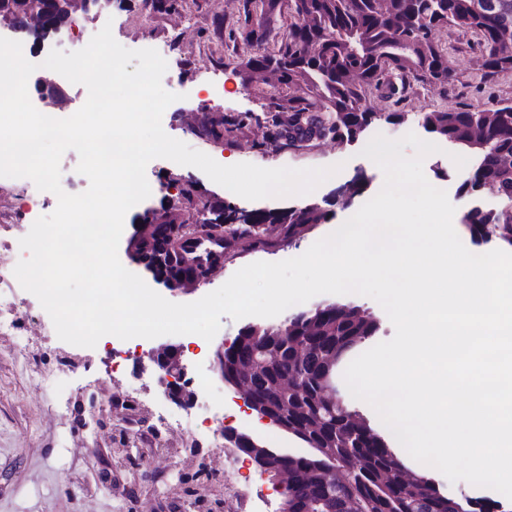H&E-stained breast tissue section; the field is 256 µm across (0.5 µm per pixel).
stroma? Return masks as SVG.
<instances>
[{
  "label": "stroma",
  "instance_id": "35a3bbf8",
  "mask_svg": "<svg viewBox=\"0 0 512 512\" xmlns=\"http://www.w3.org/2000/svg\"><path fill=\"white\" fill-rule=\"evenodd\" d=\"M243 0H177L168 13H147L142 0H105L91 13L76 11L75 19L98 31L111 25L115 40L125 48H160L171 42L176 52L167 57L163 87L180 94L162 117L171 137L204 152L215 161L234 158L263 168L336 167L332 181L315 192L287 199L235 200L238 210L280 211L307 204L324 206L327 223L302 230L292 237L272 231L268 245L239 238L224 251V265L192 290H169L155 282L143 265L131 258L130 242L136 226L150 212L168 211L184 224L201 223L203 202L224 205V190L201 170L157 158L149 162L146 177L151 195L125 216L118 247L122 265L174 303H191L221 287L240 268L256 261L279 262L302 255L333 225L344 223L374 197L384 184L382 170L362 156L366 144L378 134L398 139L414 133L432 141L421 117L448 105L488 108L512 101V72L485 78L478 66L479 38L471 32L439 29L434 39L448 51V64L456 78L448 84L407 83L403 91L369 88L368 104L375 111L401 113V121L372 124L357 141L336 144L314 140L303 147L268 141L267 119L274 112L280 84L274 77L246 78L238 62L249 50L241 34L245 30ZM223 120V135L213 138L204 126L208 119ZM439 152L423 161V172L436 188L445 190L457 212L472 207L501 208L495 195L484 192L464 196L459 192L476 162L473 152L448 141L438 142ZM363 176L364 189L349 205L336 203V188ZM356 305L379 322L374 336L359 342L342 356L349 362L374 345L390 340L395 329L380 304L358 294L317 295L307 302L269 318L278 326L297 313L319 305ZM221 328L202 354L185 355V378L190 398L179 405L167 402L152 364L127 358L113 372L104 345L75 346L51 335L52 320L39 302H32L27 319L9 335H0V512H224L227 496L237 498L244 512H278L282 495L268 478L247 460H239L232 484H225L227 456L215 454L223 444L222 430L231 426L250 433L273 448L285 447L297 454L307 446L270 424L247 414L241 400L224 379L215 362L218 350L232 343L246 319H220ZM38 332L40 354L35 362L18 358L14 350L30 332ZM68 360L69 398L57 402L47 381L58 374L61 360ZM204 380L208 393L196 382ZM206 403L208 419L195 433L179 430L157 435L156 412L167 405L171 413H197ZM127 448L131 457L118 461L113 451Z\"/></svg>",
  "mask_w": 512,
  "mask_h": 512
}]
</instances>
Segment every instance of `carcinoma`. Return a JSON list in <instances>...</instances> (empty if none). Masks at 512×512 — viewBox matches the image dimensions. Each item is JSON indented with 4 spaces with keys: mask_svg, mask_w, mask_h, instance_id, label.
Masks as SVG:
<instances>
[{
    "mask_svg": "<svg viewBox=\"0 0 512 512\" xmlns=\"http://www.w3.org/2000/svg\"><path fill=\"white\" fill-rule=\"evenodd\" d=\"M267 7L269 24L262 40L240 63L247 76L270 67L279 72V83L289 88L305 86L304 96H285L275 104L271 117L273 141L284 139L290 145L306 143L329 135L342 142L356 140L373 123L393 121L400 114L385 116L367 104L365 88L379 86L399 75L402 80L423 81L427 74L438 82L452 81L456 73L448 66V52L433 39V32L452 27L480 37V69L487 77L512 72V0H244V14L250 16L258 5ZM288 7L296 22L288 26L277 52L262 50V42L274 31L276 17ZM78 8V0H0V19L22 24L30 13L45 17V32L66 26ZM323 105H317V102ZM327 115L321 116L317 109ZM425 130L437 139L471 149L477 161L469 177L461 184L464 195L490 192L504 207L499 211L480 208L467 210L462 223L481 242L495 241L512 247V102L491 108L471 109L448 106L423 115ZM203 209L213 214L210 228L231 224L224 246L239 237H252L265 245L264 224H279L284 235L327 219L316 204L290 207L286 211L243 213L226 205L211 203ZM187 226L180 224L164 232H154L135 246L144 259H153L163 245V233L182 236ZM314 321L324 327L319 336H307L305 326ZM286 332L278 336L281 352L277 371L294 365V337L306 336L312 355L302 367L301 391L287 396L298 408L289 424L311 455L288 459L295 474L288 487L290 512H339L340 502L331 491L310 480L320 473L328 458L322 448L338 439L342 446L331 448L349 477L345 493L357 501L359 512H500L502 505L489 508L464 495H444L421 476L414 490L400 481L398 459L388 444L375 432L366 435L347 422L350 410L340 409L320 396L330 380L341 354L352 344L373 335L374 318L358 306L340 310L327 305L302 312L284 324ZM259 343L231 346L224 350V373L232 374L235 356L257 353Z\"/></svg>",
    "mask_w": 512,
    "mask_h": 512,
    "instance_id": "obj_1",
    "label": "carcinoma"
}]
</instances>
